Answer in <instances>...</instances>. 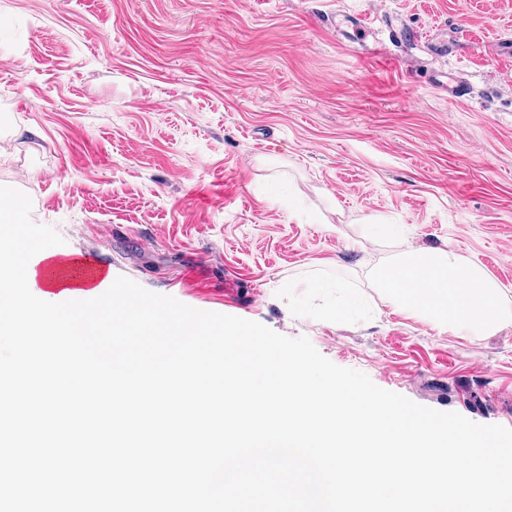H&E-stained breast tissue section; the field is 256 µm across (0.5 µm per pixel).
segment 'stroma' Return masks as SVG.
I'll list each match as a JSON object with an SVG mask.
<instances>
[{"label": "stroma", "instance_id": "stroma-1", "mask_svg": "<svg viewBox=\"0 0 512 512\" xmlns=\"http://www.w3.org/2000/svg\"><path fill=\"white\" fill-rule=\"evenodd\" d=\"M0 0V186L190 307L308 337L378 387L512 428V323L385 304L370 218L512 292V0ZM357 311L337 316L346 294Z\"/></svg>", "mask_w": 512, "mask_h": 512}]
</instances>
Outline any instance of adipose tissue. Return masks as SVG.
Returning <instances> with one entry per match:
<instances>
[{
    "instance_id": "1",
    "label": "adipose tissue",
    "mask_w": 512,
    "mask_h": 512,
    "mask_svg": "<svg viewBox=\"0 0 512 512\" xmlns=\"http://www.w3.org/2000/svg\"><path fill=\"white\" fill-rule=\"evenodd\" d=\"M370 280L386 302L441 327L485 335L512 322V297L477 264L450 251L399 246Z\"/></svg>"
}]
</instances>
